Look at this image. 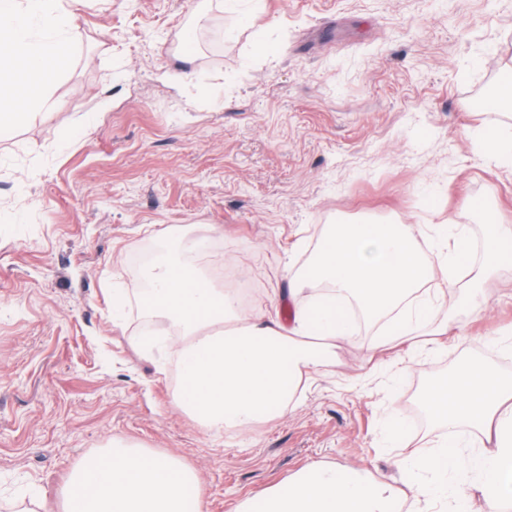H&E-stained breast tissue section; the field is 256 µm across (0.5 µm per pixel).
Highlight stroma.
Instances as JSON below:
<instances>
[{"mask_svg":"<svg viewBox=\"0 0 512 512\" xmlns=\"http://www.w3.org/2000/svg\"><path fill=\"white\" fill-rule=\"evenodd\" d=\"M61 7L73 54L53 105L0 138V512H62L72 473L115 442L193 471L205 512H243L312 461L403 487L391 458L444 432L409 414L427 383L464 351L505 365L487 338L512 325V279L486 284L479 317L457 307L463 337L405 355L395 382L360 333L295 409L215 433L173 402L175 332L157 320L137 343L131 259L157 243L220 288L234 260L244 309L284 315L285 268L324 225L398 217L417 238L460 224L475 240L484 205L512 222V167L484 164L472 136L512 121L474 105L512 71V0ZM390 412L409 429L396 448Z\"/></svg>","mask_w":512,"mask_h":512,"instance_id":"obj_1","label":"stroma"}]
</instances>
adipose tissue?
<instances>
[{
	"mask_svg": "<svg viewBox=\"0 0 512 512\" xmlns=\"http://www.w3.org/2000/svg\"><path fill=\"white\" fill-rule=\"evenodd\" d=\"M69 18L59 0H0V134L10 133L49 104L51 89L72 51ZM475 143L483 160L512 166V127H481ZM484 257L466 258L464 231L429 225L417 243L409 225L360 220L328 225L306 272L289 275L291 291L326 285L327 305L292 301L289 322L246 313L237 297L215 288L194 266L160 256L149 315L181 330L173 349L180 386L174 403L207 431L244 428L293 409L302 379L334 366L336 349L357 328L358 306L387 335L413 339V351L431 353L447 325L435 323L449 289L465 291L464 307L486 309L485 282L512 270L503 249L512 224L482 212ZM438 265H431L429 255ZM421 402L446 426L439 448L394 461L413 499L445 512H488L512 502V372L461 355L447 376L431 380ZM488 446L469 447V439ZM64 512H204V490L187 469L163 455L113 447L87 459L64 488ZM264 512H396L391 486L344 468L310 463L281 489L263 493Z\"/></svg>",
	"mask_w": 512,
	"mask_h": 512,
	"instance_id": "1",
	"label": "adipose tissue"
}]
</instances>
